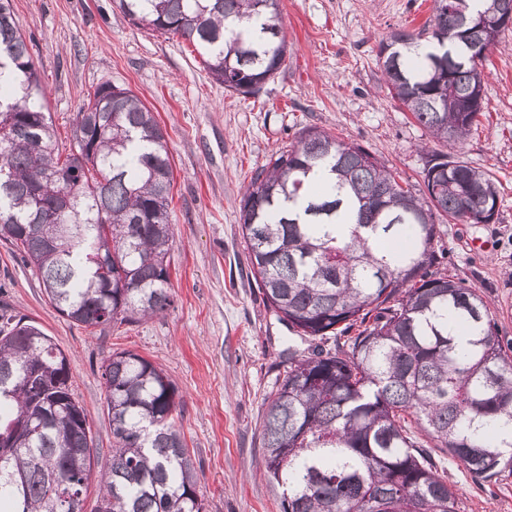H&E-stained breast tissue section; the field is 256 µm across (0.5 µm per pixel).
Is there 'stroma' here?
<instances>
[{"label":"stroma","instance_id":"stroma-1","mask_svg":"<svg viewBox=\"0 0 512 512\" xmlns=\"http://www.w3.org/2000/svg\"><path fill=\"white\" fill-rule=\"evenodd\" d=\"M12 9L59 143L69 141L77 112L106 82L131 89L167 133L173 304L164 313L86 330L55 310L37 271L0 240V288L69 358L72 391L100 448L112 446L100 366L130 350L175 385V421L206 512H281L282 490L264 474L260 424L289 351L307 345L265 307L250 274L239 201L252 171L310 126L369 149L416 193L432 152L493 176V223L438 218L439 270L476 288L500 340L512 343V29L483 61L477 126L451 145L429 137L382 74L380 46L392 32L428 43L433 0H280L288 52L255 97L225 91L189 41L130 25L113 0H12ZM432 456L460 512H512V474L489 485L441 449Z\"/></svg>","mask_w":512,"mask_h":512}]
</instances>
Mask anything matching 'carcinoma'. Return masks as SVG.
I'll use <instances>...</instances> for the list:
<instances>
[{
	"mask_svg": "<svg viewBox=\"0 0 512 512\" xmlns=\"http://www.w3.org/2000/svg\"><path fill=\"white\" fill-rule=\"evenodd\" d=\"M115 2L130 24L191 42L226 91L254 95L285 62L280 0ZM487 13L512 18V0L475 12L467 0H434L430 51L411 54L419 43L403 31L384 45L388 90L436 141L459 143L478 121L479 61L496 38L475 20ZM244 20L255 22L245 33ZM326 166L336 182L317 194L310 181ZM423 174L418 196L365 147L309 127L254 171L240 199L266 306L310 342L288 358L261 422L282 512H459L422 435L480 481L512 472V346L481 294L432 270L443 255L436 216L482 224L497 212V187L446 154ZM171 183L166 132L127 88L100 86L70 143L55 140L11 0H0V239L37 268L60 314L96 329L171 306ZM402 235L407 249L384 247ZM451 326L465 328L466 345ZM354 329L345 349L319 345ZM101 370L106 456L71 393L67 355L0 299V435L15 436L0 464V512H75L95 467L109 512H205L173 422V382L131 351Z\"/></svg>",
	"mask_w": 512,
	"mask_h": 512,
	"instance_id": "carcinoma-1",
	"label": "carcinoma"
}]
</instances>
